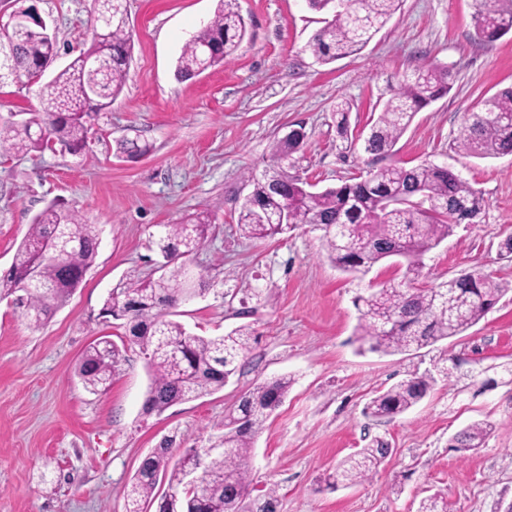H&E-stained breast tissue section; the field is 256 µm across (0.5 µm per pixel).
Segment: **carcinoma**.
Returning <instances> with one entry per match:
<instances>
[{"instance_id":"1","label":"carcinoma","mask_w":512,"mask_h":512,"mask_svg":"<svg viewBox=\"0 0 512 512\" xmlns=\"http://www.w3.org/2000/svg\"><path fill=\"white\" fill-rule=\"evenodd\" d=\"M308 0L328 14L308 47L321 63L355 55L373 39L399 9L400 0ZM103 24L95 28L90 46L58 71L40 90V109L20 122L0 125V152L24 155L59 145L77 152L88 140L91 116L110 107L123 91L132 59V40L123 0L99 6ZM477 40L492 43L512 33V0H474ZM246 33L237 0H219L211 21L182 47L175 74L190 79L220 66L235 54ZM7 55L4 79L13 83L24 73L53 60L57 42L21 37ZM102 60L92 71L86 61ZM446 65L418 66L403 76L384 102L364 140V151L383 159L394 152L413 117L451 89ZM304 141L293 130L274 142L272 165L262 175H247L250 197L241 204L237 227L252 239H273L300 225L322 232L328 257L347 273L367 272L375 264L400 257L404 280L356 299L360 313L356 341L385 354L417 351L457 336L477 324L506 291L494 277L480 271L462 281H443L429 288L415 286L421 257L448 238L455 226L472 223L486 207L483 195L452 169L433 163L412 167L372 166L335 188L308 190L309 183L288 172ZM119 152L140 157L150 145L118 142ZM458 152L474 158L512 154V87L485 98L477 111L466 113L456 138ZM212 222L199 216L182 224H161L156 244L161 252L180 255L166 260L159 278L129 277L112 289L103 317L121 322L130 343L144 355L151 375L144 405L147 414L220 390L251 350L254 330L241 325L222 336H198L169 318L188 288L205 290L206 275L189 282L182 259L208 239ZM99 230L83 222L75 210L52 202L33 218L9 270L0 275V298L22 293L25 316L43 324L53 307L81 283L95 260ZM123 359L122 350L100 337L85 350L78 375L85 388L103 392ZM433 378L415 376L391 386L365 407L370 417L392 419L419 404ZM291 379L280 377L241 397L211 437L222 448H188L173 459V439L143 459L125 489L126 512H143L154 499L159 475L168 478V492L157 512H239L240 498L252 483L250 460L255 438L288 393ZM493 425L474 422L459 435L464 449L482 447ZM382 441L340 460L325 477L327 485L349 488L367 481L387 457Z\"/></svg>"}]
</instances>
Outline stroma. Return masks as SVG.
Returning a JSON list of instances; mask_svg holds the SVG:
<instances>
[{
    "instance_id": "stroma-1",
    "label": "stroma",
    "mask_w": 512,
    "mask_h": 512,
    "mask_svg": "<svg viewBox=\"0 0 512 512\" xmlns=\"http://www.w3.org/2000/svg\"><path fill=\"white\" fill-rule=\"evenodd\" d=\"M248 34L224 66L182 80L175 61L213 17L218 0H126L134 50L126 85L95 116L88 146L72 155L46 149L0 156V272L12 262L34 216L53 201L97 225L100 245L72 295L41 326L29 325L13 298L0 299V512H126L123 489L163 437L177 448L206 446L224 416L253 387L287 376L282 405L251 454L253 491L243 512H418L437 495L448 512H506L512 505V260L498 244L512 233V156L477 159L455 141L465 113L512 85V35L474 38L473 0H402L386 26L358 54L329 64L308 42L323 14L306 0H238ZM55 27L62 69L92 39V0H36ZM443 64L452 88L420 110L395 147L405 165L458 172L487 206L475 223L457 225L426 252L416 279L430 286L465 272L493 273L507 293L459 336L409 354L358 352L354 299L400 281L405 266L386 260L364 274L329 261L319 231L301 226L267 240L241 238L237 211L249 188L246 170L270 163L273 141L305 133L294 162L317 190L367 167V134L399 79L416 66ZM38 85L0 87V123L39 109ZM350 107L349 138L336 133V105ZM120 139L148 142L132 159ZM205 211L213 230L193 255L210 275L206 291L181 304L180 322L216 336L251 325L256 341L223 389L142 412L150 375L123 328L101 309L132 273L158 277L157 225ZM126 352L109 388L86 391L78 363L98 337ZM448 377H441L440 369ZM434 374L416 407L390 420L363 409L402 380ZM488 420L483 447L456 448L454 436ZM386 442L391 453L366 482L327 488L336 461Z\"/></svg>"
}]
</instances>
